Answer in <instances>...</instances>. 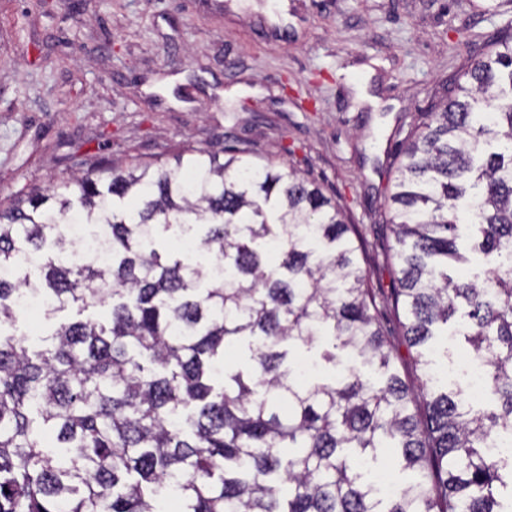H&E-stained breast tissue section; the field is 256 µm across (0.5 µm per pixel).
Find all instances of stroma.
<instances>
[{
  "instance_id": "35a3bbf8",
  "label": "stroma",
  "mask_w": 512,
  "mask_h": 512,
  "mask_svg": "<svg viewBox=\"0 0 512 512\" xmlns=\"http://www.w3.org/2000/svg\"><path fill=\"white\" fill-rule=\"evenodd\" d=\"M0 0V202L114 162L180 148H250L321 185L366 236L388 295L398 267L386 222L398 143L447 101L512 0ZM465 344L424 357L463 387Z\"/></svg>"
}]
</instances>
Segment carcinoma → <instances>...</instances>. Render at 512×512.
Segmentation results:
<instances>
[{"label":"carcinoma","mask_w":512,"mask_h":512,"mask_svg":"<svg viewBox=\"0 0 512 512\" xmlns=\"http://www.w3.org/2000/svg\"><path fill=\"white\" fill-rule=\"evenodd\" d=\"M92 166L0 207V512H505L512 461L484 448L512 424V29L400 142L389 200L399 277L391 309L407 350L465 309V339L495 408L461 392L381 387L394 350L363 266L366 240L292 167L245 148ZM472 230L480 266L459 229ZM190 239L200 265L159 246ZM104 251L106 265L91 247ZM59 324L34 346L20 303ZM350 362L307 381L282 345ZM244 344L249 369L224 351ZM392 450L416 480L388 501L355 461Z\"/></svg>","instance_id":"obj_1"}]
</instances>
